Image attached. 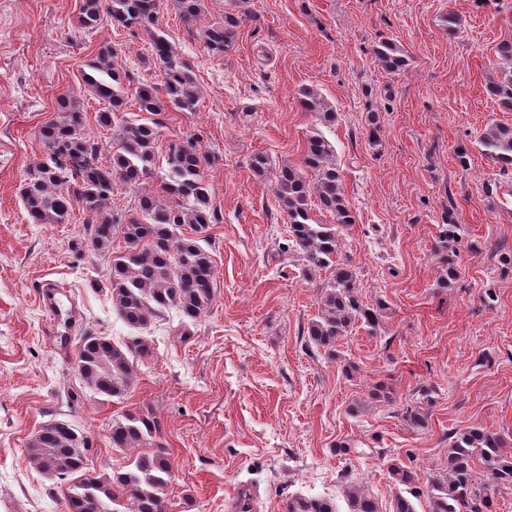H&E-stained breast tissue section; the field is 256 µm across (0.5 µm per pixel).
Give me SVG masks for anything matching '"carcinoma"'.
<instances>
[{
	"mask_svg": "<svg viewBox=\"0 0 512 512\" xmlns=\"http://www.w3.org/2000/svg\"><path fill=\"white\" fill-rule=\"evenodd\" d=\"M181 22L194 28L202 14L203 0H172ZM163 0H81L78 28L91 33L103 25L148 36L149 51L161 65V85L136 82L116 60L112 45H99L86 62L82 86L57 98L56 116L38 131L46 159L34 165L21 189L27 218L32 224H68L79 209L87 215L92 249L112 256L106 285L112 307L127 325L144 328L167 309L179 310L191 321L201 317L213 295L214 265L199 236L219 221L204 168L219 160L196 142L180 138L167 148V174L159 194L142 192L137 216L128 219L112 210V195L123 187L139 190L156 178L155 149L161 136L157 116L171 110L196 108L199 91L191 67L177 58L173 43L160 30ZM240 19L224 13V20L202 29V42L212 55L222 56L236 43ZM384 69L393 73L406 65L394 44L384 42L375 50ZM509 75L492 83L489 92L502 106L512 109V38L497 47ZM95 100L97 126L112 132L107 155L102 145L85 132L81 95ZM146 118H126L128 96ZM298 103L322 124L336 121V112L310 88L301 90ZM484 154L492 162L512 167V127L492 124L479 136ZM251 168L272 182L275 201L288 224L283 250L295 251L306 272L328 270L321 313L307 326V340L320 349L335 351L336 343L360 321L371 331L381 324L382 305L370 307L359 299L357 273L341 260L340 228L355 223L347 202L343 179L336 165V149L321 133L306 139L297 164L272 166L257 154ZM328 213L331 224H319L314 210ZM187 226L192 235L179 234ZM460 226L448 217L438 225L434 252L454 273ZM124 249L114 253L115 238ZM151 352L147 337L131 336L116 345L106 336L82 337L75 359L80 380L97 393L119 397L130 389L135 361ZM160 422L151 412L130 413L114 421L109 442L114 448H139L157 436ZM88 440L70 423L52 421L32 438L28 456L35 468L60 480L64 512H166V489L172 476L167 453L159 448L144 451L127 469L91 476L87 470ZM482 468L485 477L478 476ZM399 485L416 483V471L401 464L389 469ZM512 484V453L504 437L477 428L459 432L448 453V474L428 483L429 512H492V494L499 485ZM350 512H379L364 492H348ZM286 512H336L325 499L294 498Z\"/></svg>",
	"mask_w": 512,
	"mask_h": 512,
	"instance_id": "obj_1",
	"label": "carcinoma"
}]
</instances>
